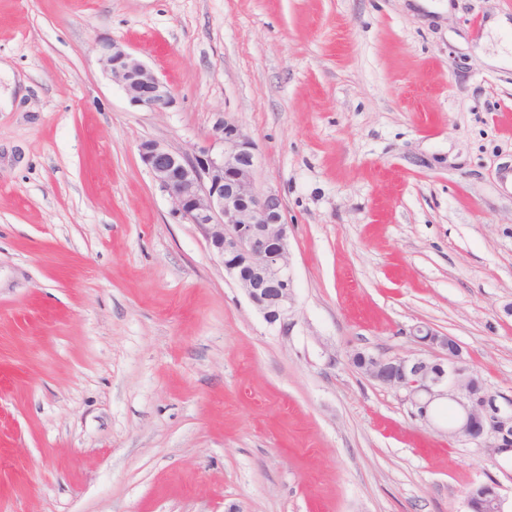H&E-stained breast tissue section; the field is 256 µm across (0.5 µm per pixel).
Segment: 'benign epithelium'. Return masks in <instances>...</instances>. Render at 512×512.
I'll list each match as a JSON object with an SVG mask.
<instances>
[{
    "instance_id": "1",
    "label": "benign epithelium",
    "mask_w": 512,
    "mask_h": 512,
    "mask_svg": "<svg viewBox=\"0 0 512 512\" xmlns=\"http://www.w3.org/2000/svg\"><path fill=\"white\" fill-rule=\"evenodd\" d=\"M101 62L133 106L161 111L174 101L172 88L122 45L104 41ZM140 156L173 211L203 233L209 249L263 315L288 332L295 302L289 249V224L280 192L254 186L253 143L235 123L222 120L212 143L189 155L148 140ZM417 342L437 346L440 358L372 355L364 374L404 394L426 418L442 400L456 410L448 438L487 445L493 457L512 452V398L498 399L477 372L461 360V346L425 326L416 327Z\"/></svg>"
}]
</instances>
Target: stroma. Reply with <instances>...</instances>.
Listing matches in <instances>:
<instances>
[{
    "mask_svg": "<svg viewBox=\"0 0 512 512\" xmlns=\"http://www.w3.org/2000/svg\"><path fill=\"white\" fill-rule=\"evenodd\" d=\"M504 53L512 0H0V512H468L480 483L512 512V460L351 362L436 358L425 325L512 397ZM223 119L284 200L285 333L140 157ZM100 54L105 72L121 87L131 105L162 111L173 103L168 83L122 45L103 41Z\"/></svg>",
    "mask_w": 512,
    "mask_h": 512,
    "instance_id": "35a3bbf8",
    "label": "stroma"
}]
</instances>
